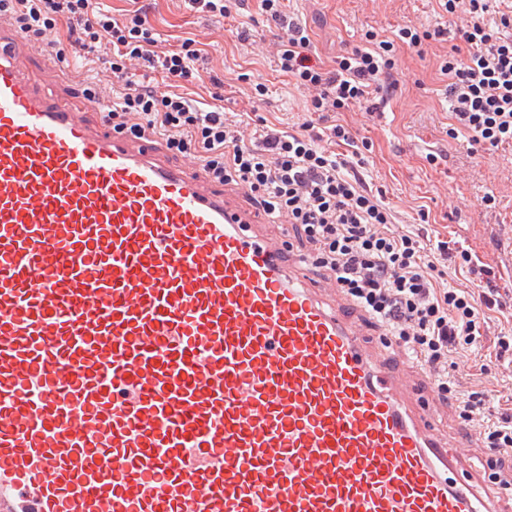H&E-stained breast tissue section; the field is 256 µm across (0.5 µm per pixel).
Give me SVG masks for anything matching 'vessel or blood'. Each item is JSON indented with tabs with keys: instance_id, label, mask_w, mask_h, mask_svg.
<instances>
[{
	"instance_id": "1",
	"label": "vessel or blood",
	"mask_w": 512,
	"mask_h": 512,
	"mask_svg": "<svg viewBox=\"0 0 512 512\" xmlns=\"http://www.w3.org/2000/svg\"><path fill=\"white\" fill-rule=\"evenodd\" d=\"M50 58L0 20V512H500L334 283Z\"/></svg>"
}]
</instances>
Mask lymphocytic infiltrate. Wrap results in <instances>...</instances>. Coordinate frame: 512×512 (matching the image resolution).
<instances>
[{"label":"lymphocytic infiltrate","mask_w":512,"mask_h":512,"mask_svg":"<svg viewBox=\"0 0 512 512\" xmlns=\"http://www.w3.org/2000/svg\"><path fill=\"white\" fill-rule=\"evenodd\" d=\"M443 12H464L440 70L448 77L446 97L451 138L467 137L485 150L512 146V10L489 21V0H439ZM262 12L283 37L277 65L297 85L311 89L310 107L318 120L295 133L267 130L261 147L246 144L241 122L223 110L198 111L186 97L157 95L126 80L129 66L158 69L174 80H189L200 60L191 41L158 50V39L142 9L121 17L103 13L96 0H0L19 31L35 37L63 24L72 45L108 62L117 81L111 87L107 118L114 130L139 138L162 136L168 148L190 154L214 182H234L248 192L253 206L270 217L287 218L309 249L312 263L325 271L340 291L384 325L396 347L434 379L445 399L453 401L464 422L477 426L482 442L494 451L489 459L492 482L508 484L512 462V415L491 419L482 394L461 393L455 356L468 351L481 358L488 329L483 306L490 296L443 286V268L454 263L475 271L471 252L447 241L431 244L421 232L396 229L382 190L366 184L362 146L343 124H328L329 113L351 106L375 109L397 82V44L419 47L442 28H400L395 39L366 33L364 47L338 56L333 67L313 63L306 26L288 16L283 0H260ZM350 147L339 157L325 141Z\"/></svg>","instance_id":"f902f5d3"}]
</instances>
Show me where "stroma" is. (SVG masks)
Here are the masks:
<instances>
[{
    "mask_svg": "<svg viewBox=\"0 0 512 512\" xmlns=\"http://www.w3.org/2000/svg\"><path fill=\"white\" fill-rule=\"evenodd\" d=\"M144 2L162 48L178 47L190 38L203 59L198 77L189 83L179 85L162 72L136 68L133 79L161 95L181 93L205 111L220 105L242 114L249 143L258 142L264 128L296 132L310 120L308 93L279 70V30L259 9L258 0H248L244 12L251 33L245 43L236 37V22L190 11L183 0ZM288 10L307 26L314 59L327 66L337 55L361 47L368 32L391 39L407 25L439 23L454 31L462 24L459 16L440 11L438 0H288ZM39 40L54 45L56 58L54 69L33 66L32 77L39 85L79 105L86 100L84 88L111 87L115 77L109 65H88L82 51L67 41L64 28L46 30ZM450 48V43L433 40L417 50L399 45L398 85L383 111L371 115L354 105L336 120L356 139L371 143L362 175L384 191L400 228L421 226L431 241L458 242L486 269L483 278L454 266L446 270L448 287L475 293L493 288L504 301L485 312L490 325L483 342L485 373L469 375L468 354H460L457 363L464 375L463 391L483 392L490 413L511 415L512 372L495 359V336L512 335V148L473 154L465 139L448 137V79L440 64ZM258 83L268 90L261 99L253 91ZM431 153L436 162H428ZM488 194L495 196V207L484 206ZM424 211L429 214L425 221L420 218Z\"/></svg>",
    "mask_w": 512,
    "mask_h": 512,
    "instance_id": "stroma-1",
    "label": "stroma"
}]
</instances>
